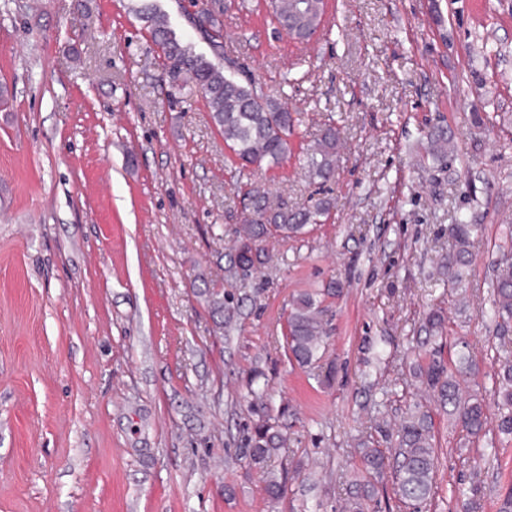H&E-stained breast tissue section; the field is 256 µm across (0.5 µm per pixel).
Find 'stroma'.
Wrapping results in <instances>:
<instances>
[{
    "label": "stroma",
    "instance_id": "stroma-1",
    "mask_svg": "<svg viewBox=\"0 0 512 512\" xmlns=\"http://www.w3.org/2000/svg\"><path fill=\"white\" fill-rule=\"evenodd\" d=\"M228 0L224 55L299 123L280 168L247 171L272 202H332L322 224L269 238L267 260L229 275L246 202L199 95L176 103L127 0H0V512H343L366 427L422 401L408 359L430 309L449 357L477 364L466 390L493 401L512 324L491 317L501 228L512 224V0H335L301 44ZM340 133L334 179L301 150ZM444 129L447 159L428 152ZM477 225L461 284L441 270L456 216ZM325 297L319 361L288 360L294 299ZM244 304L231 325L208 289ZM267 383L287 446L240 450ZM439 468L419 509L392 478L375 512H480L512 486V441H469L431 410ZM314 490L301 487L304 477Z\"/></svg>",
    "mask_w": 512,
    "mask_h": 512
}]
</instances>
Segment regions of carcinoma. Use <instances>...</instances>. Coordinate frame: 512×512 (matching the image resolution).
<instances>
[{
  "mask_svg": "<svg viewBox=\"0 0 512 512\" xmlns=\"http://www.w3.org/2000/svg\"><path fill=\"white\" fill-rule=\"evenodd\" d=\"M272 22L282 30L288 23L299 24L317 30L322 23L316 14L323 12L321 0H273ZM132 13L145 23L153 43L163 57V80L168 84L169 96L183 97L196 91L205 99L211 122L224 138L231 151L234 172L252 167L257 170H273L282 166L292 154L291 139L295 134L296 118L288 109L270 97L260 93L254 80L232 67V61L224 58L223 23L209 15L212 33L203 35L208 51H201L191 42L177 35L168 14L159 9L153 0H138L131 6ZM339 132L327 128L315 146L306 151V167L313 178L327 182L336 172ZM433 156L446 158L450 145L446 132L439 129L430 135ZM249 213L242 224L235 228V242L228 254V272L248 266L256 269L266 261L263 243L271 236L296 237L309 224H319L329 217L330 203L319 201L312 208L293 210L284 202L272 205L266 194L253 188L247 191ZM477 227L463 219L450 225L448 254L442 268L448 272V280L459 282L462 268L470 262L471 248ZM509 242V252L495 264L492 285L493 315L506 323L512 319V227L504 231ZM224 304L215 296L212 306L217 314L230 322L241 307ZM325 310L318 294L304 292L293 303L287 318L286 342L290 359L302 367L313 365L327 336ZM426 341L443 340L444 316L438 310L427 314L424 324ZM472 368L466 355L456 360H446L441 350L434 348L419 355L409 364V372L437 398L438 406L448 418L462 427L467 437L478 439L495 424L498 434L512 436V361L506 359L496 373L497 413L490 416L484 399L476 393L460 389L457 376ZM254 407L261 412V419L254 432L247 437L244 457L248 463L262 468L272 453L285 447L286 437L275 430L266 402V389L259 386L257 378L249 381ZM434 423L429 410L417 405L406 413L396 429L394 455L388 456L383 448L375 445L372 434L361 437L356 451L361 468L354 478L347 481L345 512H369L374 501L377 484L386 470L395 475L397 492L405 502L419 505L433 492L438 465V453L434 444Z\"/></svg>",
  "mask_w": 512,
  "mask_h": 512,
  "instance_id": "obj_1",
  "label": "carcinoma"
}]
</instances>
